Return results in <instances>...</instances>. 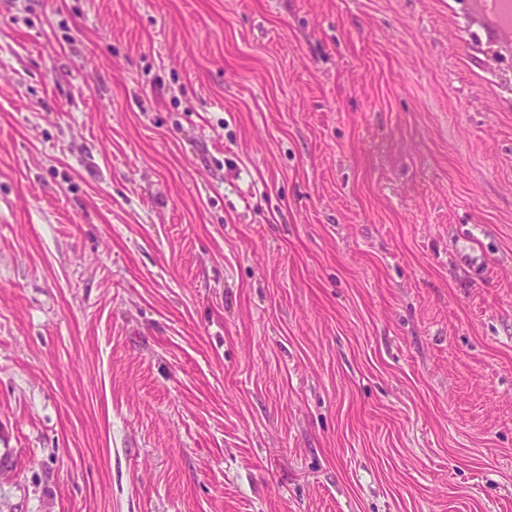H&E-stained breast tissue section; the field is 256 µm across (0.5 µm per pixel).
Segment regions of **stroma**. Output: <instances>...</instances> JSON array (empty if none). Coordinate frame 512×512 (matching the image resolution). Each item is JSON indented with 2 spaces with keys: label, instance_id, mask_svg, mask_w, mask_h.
<instances>
[{
  "label": "stroma",
  "instance_id": "obj_1",
  "mask_svg": "<svg viewBox=\"0 0 512 512\" xmlns=\"http://www.w3.org/2000/svg\"><path fill=\"white\" fill-rule=\"evenodd\" d=\"M0 512H512V51L467 0H0Z\"/></svg>",
  "mask_w": 512,
  "mask_h": 512
}]
</instances>
